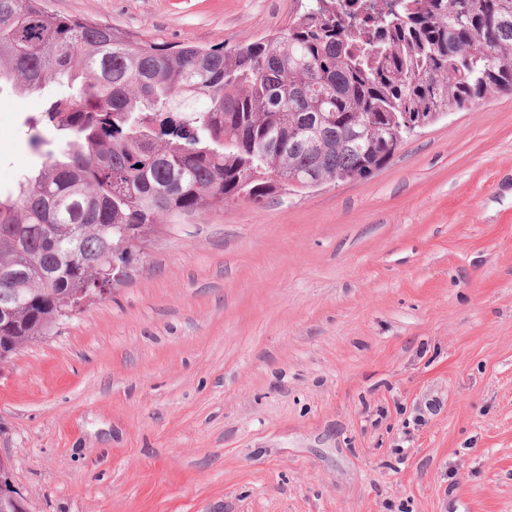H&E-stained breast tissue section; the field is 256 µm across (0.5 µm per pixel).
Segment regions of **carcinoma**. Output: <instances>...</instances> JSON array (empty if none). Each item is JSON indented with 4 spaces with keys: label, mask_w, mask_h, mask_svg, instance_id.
Here are the masks:
<instances>
[{
    "label": "carcinoma",
    "mask_w": 512,
    "mask_h": 512,
    "mask_svg": "<svg viewBox=\"0 0 512 512\" xmlns=\"http://www.w3.org/2000/svg\"><path fill=\"white\" fill-rule=\"evenodd\" d=\"M309 0L234 46L167 45L0 0V83L45 99L44 151L0 197V357L50 335L112 256L165 222L368 177L408 123L512 93V0Z\"/></svg>",
    "instance_id": "1"
}]
</instances>
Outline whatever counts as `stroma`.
I'll list each match as a JSON object with an SVG mask.
<instances>
[{
	"label": "stroma",
	"mask_w": 512,
	"mask_h": 512,
	"mask_svg": "<svg viewBox=\"0 0 512 512\" xmlns=\"http://www.w3.org/2000/svg\"><path fill=\"white\" fill-rule=\"evenodd\" d=\"M305 0H43L170 44ZM0 88V195L41 158ZM27 512H512V94L374 175L167 222L0 364Z\"/></svg>",
	"instance_id": "1"
}]
</instances>
